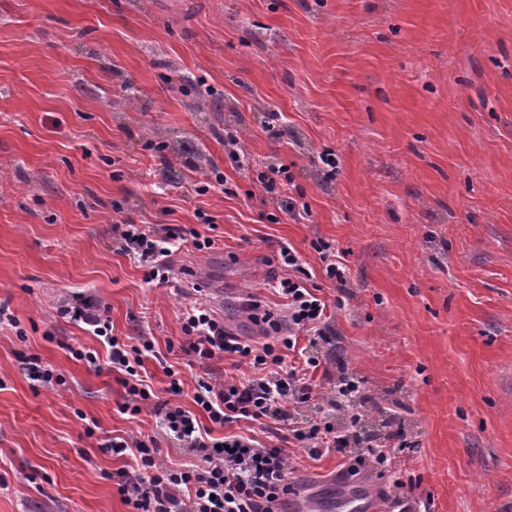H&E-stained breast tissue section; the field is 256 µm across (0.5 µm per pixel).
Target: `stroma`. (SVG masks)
I'll return each mask as SVG.
<instances>
[{
    "instance_id": "obj_1",
    "label": "stroma",
    "mask_w": 512,
    "mask_h": 512,
    "mask_svg": "<svg viewBox=\"0 0 512 512\" xmlns=\"http://www.w3.org/2000/svg\"><path fill=\"white\" fill-rule=\"evenodd\" d=\"M270 166L308 215L263 193ZM212 170L225 186L196 194ZM124 222L214 245L183 246L185 275L150 283L113 239ZM284 243L346 364L416 443L391 471L419 478L429 512H512V0H0V306L16 320L0 326V512H127L107 474L135 459L101 453L87 422L156 434L168 366L185 405L203 371L246 376L189 365L180 315L191 296L264 341L245 308L280 311L265 259ZM207 281L222 303L194 293ZM73 292L108 305L113 335L154 337L139 415L119 413L118 373L72 358L99 345L56 312ZM30 355L65 385L34 387ZM290 455L319 512H393L389 473Z\"/></svg>"
}]
</instances>
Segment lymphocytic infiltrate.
I'll use <instances>...</instances> for the list:
<instances>
[{"mask_svg":"<svg viewBox=\"0 0 512 512\" xmlns=\"http://www.w3.org/2000/svg\"><path fill=\"white\" fill-rule=\"evenodd\" d=\"M113 233L126 254L137 257L150 282L168 283L171 257L175 249L192 243L198 250L211 248L212 238L186 240L181 228L169 224H117ZM281 267L291 269L288 277L277 279L274 288L287 301L284 322H272L273 340L246 343L229 332L209 309L191 303L181 313V330L186 338L183 352L190 363L207 364L213 359L232 358L234 367L246 368L247 377L234 380L199 378L191 395L192 408L183 407L179 381H171L169 394L175 402L156 405L160 437L146 439L104 438L100 450L115 455L132 452L136 466L119 468L110 475L113 485L129 512H279L288 493L290 456L286 448L264 443L252 436L230 435L214 438L213 428H223L244 420L284 426L288 435L310 458L334 453L347 461L349 474H358L365 465L382 466L407 449L401 431L366 441L359 432L361 415L352 407L359 399L365 379L343 369L336 388L325 400L333 418L301 426L291 412L315 398L312 384L296 367H285L291 352L301 351L308 369L336 362L334 331L327 315V303L314 287L295 277L299 267L296 252L281 246L275 257ZM61 317L91 327L92 333L108 346L112 370L122 376L126 391L120 413L138 414L150 400L152 388L145 376L146 360L155 357L152 337H139L137 343L120 341L112 334L109 309L96 298L76 293L64 299L58 309ZM306 347H299L300 337ZM206 415L209 424L201 426L198 417ZM168 440L175 451L199 458L193 467H166L160 462V440Z\"/></svg>","mask_w":512,"mask_h":512,"instance_id":"lymphocytic-infiltrate-1","label":"lymphocytic infiltrate"}]
</instances>
